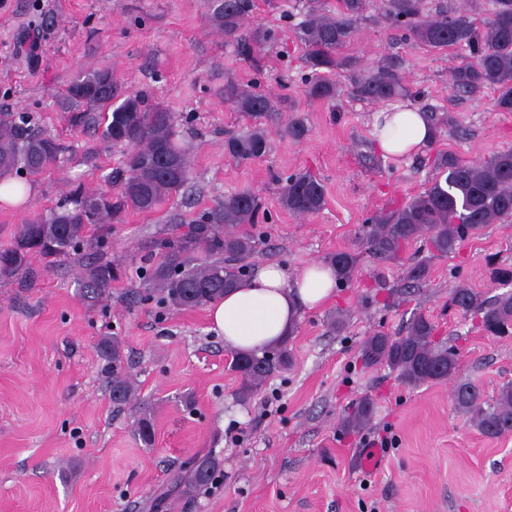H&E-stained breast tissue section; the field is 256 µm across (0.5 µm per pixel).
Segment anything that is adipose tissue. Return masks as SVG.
Segmentation results:
<instances>
[{
  "mask_svg": "<svg viewBox=\"0 0 512 512\" xmlns=\"http://www.w3.org/2000/svg\"><path fill=\"white\" fill-rule=\"evenodd\" d=\"M372 126L374 147L386 158L410 157L435 137L428 113L407 101L374 112ZM335 292L328 265L313 262L291 276L270 262L211 302V322L226 348L250 352L291 335L303 310L321 307Z\"/></svg>",
  "mask_w": 512,
  "mask_h": 512,
  "instance_id": "ef3b65f1",
  "label": "adipose tissue"
}]
</instances>
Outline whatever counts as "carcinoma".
I'll list each match as a JSON object with an SVG mask.
<instances>
[{"label":"carcinoma","mask_w":512,"mask_h":512,"mask_svg":"<svg viewBox=\"0 0 512 512\" xmlns=\"http://www.w3.org/2000/svg\"><path fill=\"white\" fill-rule=\"evenodd\" d=\"M369 5L370 0H336L332 10L312 6L295 25V34L307 50L308 97L334 102L347 92L382 102L407 94L404 74L388 58H379L353 72L348 85L337 79L338 69L353 66L337 52L350 41ZM253 7V0H212L213 29L224 34L244 61L253 59L257 47L274 39L273 31L260 25L250 32L243 31ZM380 8L417 44L469 51V60L448 72L452 95L491 89L496 93L495 109L512 112V0H491L488 16L479 21L464 16L452 18L446 9L426 15L422 0H380ZM66 98L79 107L69 113L71 125L94 122L103 140L127 147L119 167L107 177L115 193L78 187L49 213L18 225L10 241L0 245V279L25 273L33 255L47 259L77 252L86 233L95 229L100 232L96 241L99 257L83 265L80 278L84 297L94 301L106 295L117 278L105 252L112 221L127 211L150 212L179 194L189 183L191 159L189 150L176 139L174 115L147 102L141 93L125 91L108 70L76 77L66 88ZM224 102L252 116L272 109L264 93L233 81L224 84ZM270 148L266 135L257 130L231 132L224 140L225 153L236 161L260 159ZM63 151L58 139L34 132L29 115L0 112V179L22 173L38 176L51 168ZM438 167L445 174L444 180L434 181L403 206L372 218L368 242L380 258L394 259L404 246L422 239L429 242L431 251L452 254L469 236L512 219V150L476 163L445 153L439 156ZM280 203L295 216L315 214L325 204L324 187L310 174L291 175L282 189ZM259 212L258 197L248 189L240 190L224 196L185 233L152 241L161 256L146 267L151 289L173 306L194 309L237 287L244 277L241 263L256 246L255 238L239 232L238 227L256 223ZM329 262L336 269L337 280H352L357 265L353 253L336 252ZM428 275L426 261L404 271L410 284H420ZM450 302L464 313L480 315L487 335H512V293L486 300L459 285L452 289ZM360 353L366 364H383L411 386L446 381L458 370L456 350L435 342L434 325L422 315L415 316L402 334L376 333L367 338ZM101 354L112 362V401L118 405L132 402L136 388L131 377L121 371L123 348L118 337L103 341ZM290 363L286 339L259 352L234 353L230 366L241 377L240 398L250 399L268 378L287 370ZM452 395L458 409L469 414L484 435L498 437L512 432V384L502 386L488 404L470 382L457 383ZM372 414V402L363 399L351 407L343 425L349 432H358ZM219 465L214 456L195 457L186 463L176 481L185 492H194L213 481Z\"/></svg>","instance_id":"obj_1"}]
</instances>
